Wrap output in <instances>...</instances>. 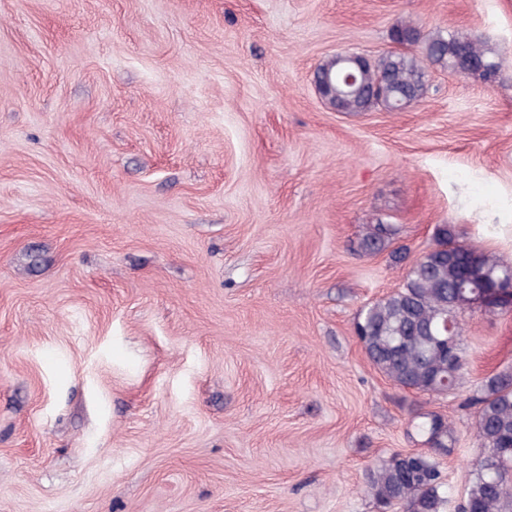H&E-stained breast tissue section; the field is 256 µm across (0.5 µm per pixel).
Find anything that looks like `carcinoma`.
I'll return each instance as SVG.
<instances>
[{
	"mask_svg": "<svg viewBox=\"0 0 512 512\" xmlns=\"http://www.w3.org/2000/svg\"><path fill=\"white\" fill-rule=\"evenodd\" d=\"M391 39L402 43L367 63L359 89L338 87L332 97L340 112H367L383 105L399 111L421 99L427 88V67L448 71L484 83L493 81L501 62L491 51L463 33L437 35L421 49L420 34L399 20ZM381 83L385 93L373 96ZM396 230L374 224L359 243L371 255L387 248ZM512 278V265L479 253L454 239L448 225L437 230V245L407 272L401 288L363 309L355 333L371 363L397 386L429 395H445L456 386L466 364L460 317L479 296ZM467 402L477 407L474 430L487 449L479 467L468 474V491L461 512H512V374L491 377ZM428 442L448 448L453 428L436 414L422 425ZM366 491L380 507L399 505L402 512H446L449 483L439 462L416 452H394L366 474Z\"/></svg>",
	"mask_w": 512,
	"mask_h": 512,
	"instance_id": "obj_1",
	"label": "carcinoma"
}]
</instances>
